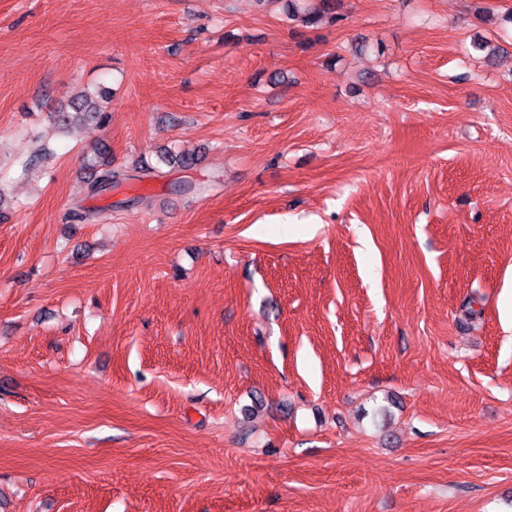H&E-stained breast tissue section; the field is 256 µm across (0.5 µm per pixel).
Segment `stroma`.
<instances>
[{"label": "stroma", "mask_w": 512, "mask_h": 512, "mask_svg": "<svg viewBox=\"0 0 512 512\" xmlns=\"http://www.w3.org/2000/svg\"><path fill=\"white\" fill-rule=\"evenodd\" d=\"M287 2L0 0V512H512V0ZM70 107L72 112L60 111L54 115V120L58 124L70 126L86 117H100V115L105 114V112H100L95 98L85 91L76 96ZM86 165V168L91 171V180L87 183V188L92 196L112 192V188L119 184L123 176L112 169V160L106 149H100L93 156L87 157Z\"/></svg>", "instance_id": "1"}]
</instances>
